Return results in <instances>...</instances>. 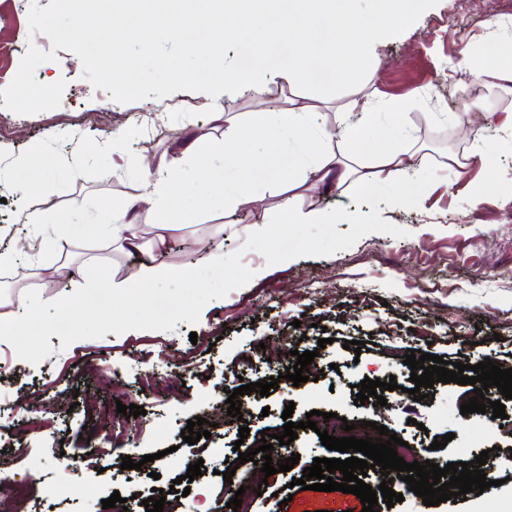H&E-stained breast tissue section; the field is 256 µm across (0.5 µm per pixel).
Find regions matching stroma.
<instances>
[{
	"instance_id": "obj_1",
	"label": "stroma",
	"mask_w": 512,
	"mask_h": 512,
	"mask_svg": "<svg viewBox=\"0 0 512 512\" xmlns=\"http://www.w3.org/2000/svg\"><path fill=\"white\" fill-rule=\"evenodd\" d=\"M34 3L45 7L50 0H0V89L13 80L26 52ZM407 8L409 24L372 43L370 87L383 100L416 96L402 129L428 155L453 147L472 155L473 163L462 171L440 167L417 208L380 204L382 219L406 229L407 237L372 233L331 255L275 265L256 251H242L254 278L207 303L195 324L110 332L67 346L53 335L52 354L37 365L20 360L12 346H0V362L10 366L0 379V475L13 477L16 486L0 498V512H103V499L116 492L127 505L112 512H146L141 502L156 488L168 492L165 512H224L229 485L243 491L237 512H279L291 480L302 478L314 458L330 455L318 436L328 427V412L351 424L387 426L415 457L468 463L485 450L494 463L497 484L482 494L427 506L408 491L394 507L378 501V512H512V434L488 432L485 414H461L472 386L437 382L419 402L392 391L382 405L373 398L355 401V386L367 377L408 386L411 371L402 357L412 350L512 367V152H501L491 169L477 160L500 137L487 113L512 110V99L460 81L448 69L464 50L493 57L512 40V0H408ZM36 78L65 80L57 108L33 115L0 110V251L19 259L0 271L5 292L30 289L51 299L69 294L67 277L51 276L37 260L45 234L72 264L88 260L93 272L122 277L129 259L108 238L112 204L140 193L142 157L171 151L179 138L222 136L214 112L244 124L242 149L255 160L246 177L258 193L257 213L275 212L277 198L267 185L276 164L309 160L292 137L267 148L259 114L267 105L285 107L282 97L261 105L227 94L215 104L205 93L178 91L122 104L94 88L79 58L63 49L37 67ZM296 92L323 98L313 122L329 128L336 125L337 106L351 95L333 83L304 84ZM132 124L139 134L126 141L122 167H113L107 151L73 147L72 135L104 141ZM35 145L50 149L51 164L14 169L13 159ZM34 206L46 215L39 234L24 224ZM167 221L172 228L164 263L195 268L217 252L241 250V239H213V225L227 218L206 188L180 197ZM324 336L330 343L321 350L317 341ZM352 340L360 341L361 353L349 349ZM314 349L319 355L309 367L310 381L279 386L264 397L242 396L246 421L226 416L229 392L278 376L269 358L287 363L292 351ZM120 404L140 406L141 416L117 413ZM289 405L296 422L310 411L323 413L316 429L299 430L280 452L299 455L298 464L267 477L254 463H240L235 441L255 449L262 431L282 433ZM195 417L211 422V436L189 445L181 432ZM244 425L250 434L243 440ZM447 433L452 441L432 450L433 440ZM127 455L142 469H121ZM197 461L202 473L189 495L170 493ZM227 471L232 480H224Z\"/></svg>"
}]
</instances>
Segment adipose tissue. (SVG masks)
<instances>
[{"mask_svg":"<svg viewBox=\"0 0 512 512\" xmlns=\"http://www.w3.org/2000/svg\"><path fill=\"white\" fill-rule=\"evenodd\" d=\"M315 0H225L224 11L201 19L200 28L224 25L225 29L249 28L258 39L274 38L275 55L258 59L248 67L223 66L219 70L222 93H246L264 101L269 86L276 80L296 86L310 78L315 63L314 53H321L327 70H334L340 47H348V67L339 79L348 87H367L368 70L372 64L370 39L357 24L352 0H342L340 12L322 13ZM454 71L476 81L484 88L512 95V62H499L479 54L463 53L454 63ZM414 106L413 99L375 101L373 95L354 100L343 107L336 129H314L311 116L317 106L310 98L299 96L288 107L264 113L263 119L271 133H288L302 138L312 162L303 167L295 161L281 164L272 178L278 198L276 221L280 224H332L335 213L304 207L299 200L300 189L310 181L320 184L355 186L366 190L381 184H401L414 177L425 164L421 150L398 143L388 135L372 136L379 124V115L388 112L403 114ZM242 122L237 117L224 120L222 138L188 142L182 152L164 155L146 162L142 169L140 195L113 205L109 238L117 250H134L140 239V216L149 212L165 217L175 198L192 191L198 183H208L212 195L223 201L227 213H236L252 204L251 186L229 192L222 180L211 172L208 161L221 155L235 161L238 168L248 169L252 157L238 151ZM191 269L156 262L142 261L136 279L104 278L91 272L78 274L73 292L82 295L105 290L128 294L173 278L188 279Z\"/></svg>","mask_w":512,"mask_h":512,"instance_id":"ef3b65f1","label":"adipose tissue"}]
</instances>
